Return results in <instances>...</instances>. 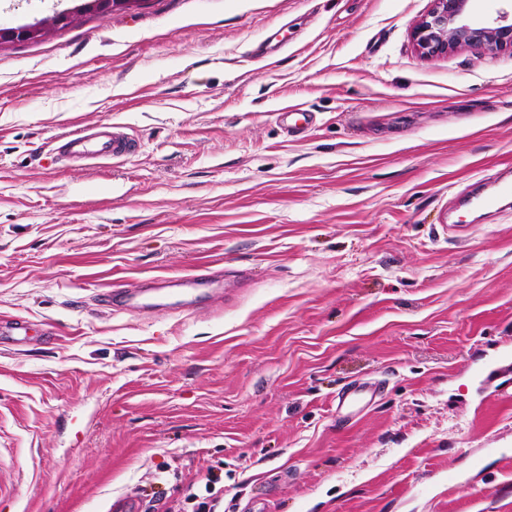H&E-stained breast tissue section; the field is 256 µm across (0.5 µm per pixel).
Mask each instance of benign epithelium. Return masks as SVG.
<instances>
[{
	"instance_id": "7a95c632",
	"label": "benign epithelium",
	"mask_w": 512,
	"mask_h": 512,
	"mask_svg": "<svg viewBox=\"0 0 512 512\" xmlns=\"http://www.w3.org/2000/svg\"><path fill=\"white\" fill-rule=\"evenodd\" d=\"M433 5L412 32L416 50L425 57L446 55L469 46L485 56L502 48H512V12L503 10L483 24L471 18L472 0H432ZM42 34L37 24L0 29V42L26 41Z\"/></svg>"
}]
</instances>
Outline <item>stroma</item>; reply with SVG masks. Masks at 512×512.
I'll list each match as a JSON object with an SVG mask.
<instances>
[{
	"mask_svg": "<svg viewBox=\"0 0 512 512\" xmlns=\"http://www.w3.org/2000/svg\"><path fill=\"white\" fill-rule=\"evenodd\" d=\"M431 6L142 0L0 45V512H165L207 469L219 512H512V204L451 210L512 171V48L421 56ZM103 123L126 157L59 158ZM219 270L189 310L99 297Z\"/></svg>",
	"mask_w": 512,
	"mask_h": 512,
	"instance_id": "35a3bbf8",
	"label": "stroma"
}]
</instances>
